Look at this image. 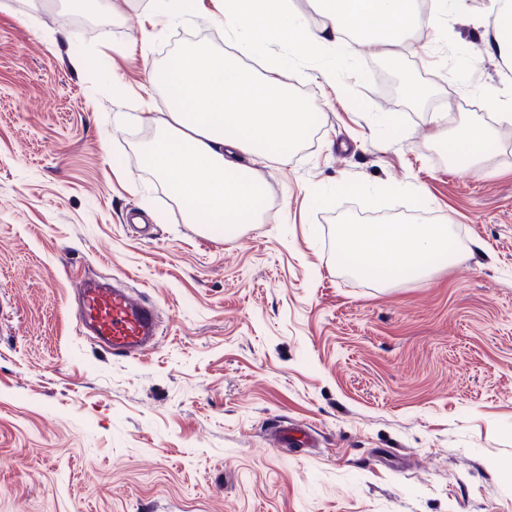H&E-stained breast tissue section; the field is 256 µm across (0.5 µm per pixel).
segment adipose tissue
<instances>
[{
  "mask_svg": "<svg viewBox=\"0 0 512 512\" xmlns=\"http://www.w3.org/2000/svg\"><path fill=\"white\" fill-rule=\"evenodd\" d=\"M323 22L297 23L288 0H224L217 21L224 38L242 54L289 41L296 58L324 60L318 71L336 78V61L350 43L374 46L381 54L415 38L417 0H314ZM485 18L491 57L512 64V0H488ZM278 63L255 75L209 44H195L165 71L152 72L150 86L165 91V112L145 158L167 181L187 219L231 227L251 223L259 209L260 180L241 167L238 154L260 159L285 156L316 122L277 78ZM492 137L474 116L460 127L455 156L469 171L483 159ZM337 240L355 256L356 270L377 282L406 279L437 265L459 262L442 224H343Z\"/></svg>",
  "mask_w": 512,
  "mask_h": 512,
  "instance_id": "ef3b65f1",
  "label": "adipose tissue"
}]
</instances>
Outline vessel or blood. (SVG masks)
<instances>
[{"label":"vessel or blood","instance_id":"vessel-or-blood-1","mask_svg":"<svg viewBox=\"0 0 512 512\" xmlns=\"http://www.w3.org/2000/svg\"><path fill=\"white\" fill-rule=\"evenodd\" d=\"M78 330L115 358H134L155 348L161 337L151 302L121 283L83 279L77 290Z\"/></svg>","mask_w":512,"mask_h":512}]
</instances>
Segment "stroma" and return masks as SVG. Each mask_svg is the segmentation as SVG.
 <instances>
[{
	"label": "stroma",
	"instance_id": "obj_1",
	"mask_svg": "<svg viewBox=\"0 0 512 512\" xmlns=\"http://www.w3.org/2000/svg\"><path fill=\"white\" fill-rule=\"evenodd\" d=\"M217 6L0 0V512H512V122L488 106L512 71L485 0L392 54L350 46L332 87L277 45L318 121L259 165L274 212L226 232L142 161L148 74L189 38L225 51ZM393 71L431 86L425 109L385 92ZM440 111L484 117L476 170ZM341 224H444L461 260L380 284ZM98 276L155 303L151 353L79 335L73 284ZM278 419L318 447H269Z\"/></svg>",
	"mask_w": 512,
	"mask_h": 512
}]
</instances>
